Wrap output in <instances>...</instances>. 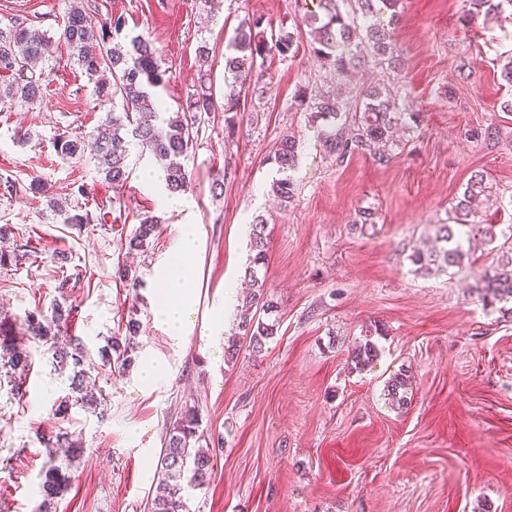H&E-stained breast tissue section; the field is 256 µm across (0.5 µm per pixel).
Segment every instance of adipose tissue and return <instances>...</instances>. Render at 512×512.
I'll list each match as a JSON object with an SVG mask.
<instances>
[{
	"instance_id": "obj_1",
	"label": "adipose tissue",
	"mask_w": 512,
	"mask_h": 512,
	"mask_svg": "<svg viewBox=\"0 0 512 512\" xmlns=\"http://www.w3.org/2000/svg\"><path fill=\"white\" fill-rule=\"evenodd\" d=\"M196 241V225H184L173 249L175 260L166 269L158 288L160 299L156 315L166 324L170 342L176 347L184 342L185 325L194 306L191 290L194 267L191 258Z\"/></svg>"
}]
</instances>
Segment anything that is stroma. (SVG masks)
Segmentation results:
<instances>
[{"label": "stroma", "instance_id": "stroma-1", "mask_svg": "<svg viewBox=\"0 0 512 512\" xmlns=\"http://www.w3.org/2000/svg\"><path fill=\"white\" fill-rule=\"evenodd\" d=\"M71 0H0V24L22 19L58 34ZM101 16L127 19L125 35L149 39L168 75L154 94L163 118L182 114L200 67L216 101L224 99V52L239 20L263 16L272 27H298L299 0H98ZM468 0H401L393 30L397 70L374 64L337 79L299 29L295 56L272 53L263 79L241 103L244 121L227 134L224 114H202L184 164L191 176L188 212L170 210L160 166L132 155L131 173L113 191L87 161L63 159L58 134L83 136L120 99L97 100L93 85L59 48L42 98L0 107V248L27 243L26 263L0 266V334L21 338L33 364L26 392L15 396L0 377V512H38L48 450L37 435L63 431L83 448L69 470L71 486L52 512H149L159 455L169 426L187 406L198 409L213 440L211 475L184 488L186 512H512V316L484 306L471 286L493 260L482 252L457 274L415 273L413 251L447 223L452 199L471 174L484 172L495 203L484 212L512 224V112L501 104L512 87L501 68L512 55V15L463 27ZM208 46L200 62L199 46ZM393 82L399 107L421 121L407 143L380 163L366 153L344 162L314 136L309 112L294 102L298 87L314 95L348 94ZM480 140L465 138L468 129ZM287 134L300 139L297 195L280 206L269 188L271 159ZM42 193H32V177ZM222 193L211 190L213 178ZM64 198L88 212L76 227L47 205ZM373 220L358 223L361 211ZM159 216L141 251L127 243L141 215ZM268 224L264 268L279 329L262 352L224 354L246 296L250 223ZM199 229L192 284L194 308L182 347H173L155 317L159 281L182 225ZM130 265L143 280L129 295L115 276ZM235 286L232 306L224 289ZM70 310L69 332L90 358L108 337L141 324L134 366L95 370L106 419L80 407L55 415L68 371L27 337L25 315L55 305ZM375 331L377 360L352 368L351 348ZM150 360L165 375L148 385ZM413 376L405 408H390L385 380Z\"/></svg>", "mask_w": 512, "mask_h": 512}]
</instances>
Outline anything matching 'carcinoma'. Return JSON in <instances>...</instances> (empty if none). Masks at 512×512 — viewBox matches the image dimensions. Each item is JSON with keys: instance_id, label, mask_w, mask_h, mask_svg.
Returning a JSON list of instances; mask_svg holds the SVG:
<instances>
[{"instance_id": "1", "label": "carcinoma", "mask_w": 512, "mask_h": 512, "mask_svg": "<svg viewBox=\"0 0 512 512\" xmlns=\"http://www.w3.org/2000/svg\"><path fill=\"white\" fill-rule=\"evenodd\" d=\"M312 8L304 11L301 22L309 29L311 51L342 77L361 64L364 58L363 44L370 46L374 62L395 68L390 31L385 23L398 20L399 0H310ZM477 9L484 10L487 18L504 14V6L512 8V0H473ZM388 19H383V15ZM96 0H73L66 15L58 41L71 52L82 72L94 84V91L101 99H122L123 111L109 112L89 135L92 143L89 162L98 173L119 191L127 182L131 148L148 152L161 163L162 177L167 190L183 193L190 185L183 164L192 141L193 129L201 113L215 111L207 70H199L198 84L186 103V112L175 120H165L157 125L146 115L163 108L154 98L151 89L165 81V71L158 63L152 44L137 35L122 42L117 36L126 26L122 14L110 18H98ZM298 34L281 27L279 32L266 35L264 19L260 16L242 20L234 29V35L224 57V128L234 133L239 124L240 100L255 86L257 61L272 51L282 56L298 50ZM55 41L46 32L29 27L19 20L0 26V72L5 74L0 84V105H32L41 97L48 71L52 70ZM295 102L302 108H313L312 121L317 123L316 138L325 149L336 155L342 163L357 153H369L378 161H388L389 151L400 147L398 132L410 129L419 120L417 113L395 111V101L390 87L384 84L369 85L350 101L339 96L323 95L319 102L310 104L305 88L295 91ZM57 152L65 159H82L85 140L64 134L56 141ZM302 146L293 135L282 137L275 146L273 161L281 177L273 180L271 192L283 206H288L296 195V183L289 172L298 164ZM486 177L476 172L470 176L461 195L450 210L448 224H441L435 234V245L417 250L411 255L415 272L429 275L433 272L460 268L472 252L470 245L487 247L497 240V225L479 217L478 202L491 195ZM53 210L64 216V223L81 225L89 223L88 215L80 210L70 212L64 203L53 201ZM158 228V220L152 215L140 218L128 248L141 250L148 245ZM250 265L245 277L251 282L252 292L242 303L237 328L238 333L225 350L227 362L238 355L242 342L252 351L260 352L277 334V319L273 318L276 305L266 290L265 278L259 269L265 265L267 224L257 216L249 232ZM474 289L486 305L512 303V246L501 245L497 249L494 264L483 270ZM27 328L33 338L46 347L53 362L60 369L72 367L69 388L71 393L59 400L55 409L65 418L69 407L81 405L104 419L107 409L104 399L88 391L87 357L82 342L68 335L66 313L57 306L51 318L40 319L37 314L26 316ZM140 323L130 318L125 324V334L114 335L100 348L101 366L126 370L133 363V354L139 349ZM378 357V347L371 341L351 351L354 368L362 370ZM0 360L13 373L11 390L23 396V377L28 367L27 354L17 350L8 337L0 340ZM412 375L403 369L392 374L385 382L383 394L388 403L403 409L408 405ZM204 432L200 431V417L191 406L185 408L169 427L164 448L159 457L162 477L151 500L150 512H182L181 481L198 487L209 478L210 457L196 448ZM47 448H63L65 456L73 460L82 452V446L64 433L42 436ZM50 466L45 472L42 489L45 512H50L51 501L66 492L70 477L62 473L70 464H56L49 457Z\"/></svg>"}]
</instances>
